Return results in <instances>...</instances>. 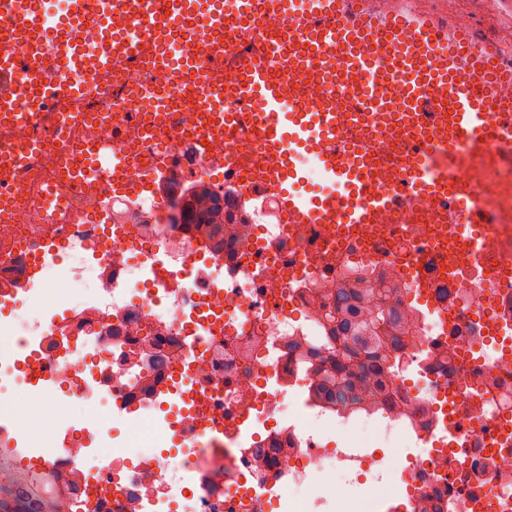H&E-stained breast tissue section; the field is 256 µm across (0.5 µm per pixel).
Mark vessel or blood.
Segmentation results:
<instances>
[{
	"label": "vessel or blood",
	"mask_w": 512,
	"mask_h": 512,
	"mask_svg": "<svg viewBox=\"0 0 512 512\" xmlns=\"http://www.w3.org/2000/svg\"><path fill=\"white\" fill-rule=\"evenodd\" d=\"M248 26L250 49L228 33L225 15ZM282 17L277 34L266 18ZM68 26L95 29L98 48L86 53L77 41L53 38L38 0H0V128L36 121L58 97L80 86L45 92L50 66L108 78L117 63L159 70L171 62L170 40L182 31L180 64L198 78L192 98L214 117L201 139L224 134L225 125L247 124L257 148L276 154L277 169L264 179L277 189L282 211L294 224H374L386 210L403 212L427 199L435 224H500L504 217L479 189L496 148L512 146V43L480 38L466 25L439 21L417 0H400L380 11L369 0H178L157 15L152 0H70ZM25 48L17 56L12 46ZM230 70L223 83L214 68ZM320 82L315 105L297 98L302 79ZM37 89L28 110L20 108V80ZM361 127L356 138L347 127ZM398 133L410 146L394 166L380 159L378 131ZM39 146L0 149V175L30 165ZM312 159L317 175L336 186L333 194L307 195L297 187L308 173L297 156ZM90 165L72 171L84 185L99 171L112 173L113 191L128 156L122 130L92 146Z\"/></svg>",
	"instance_id": "1"
}]
</instances>
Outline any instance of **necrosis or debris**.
Here are the masks:
<instances>
[{
	"instance_id": "necrosis-or-debris-1",
	"label": "necrosis or debris",
	"mask_w": 512,
	"mask_h": 512,
	"mask_svg": "<svg viewBox=\"0 0 512 512\" xmlns=\"http://www.w3.org/2000/svg\"><path fill=\"white\" fill-rule=\"evenodd\" d=\"M118 80L138 82L161 99L186 98L194 78L171 68ZM84 91L51 107L38 124L0 131V149L29 140L43 147L24 171L14 217L0 222V282L26 267L47 236L60 240L51 293L39 318L15 311L41 300L16 289L0 334L17 354L0 382V412L12 385L46 379L37 417L53 449L38 474L77 512H512V223L431 224L418 209L377 224H291L274 189L260 205L237 204L221 240L205 224L180 221L183 198L152 186L136 200L148 224L93 215L98 198L72 188L47 207L43 191L61 163L79 166L74 143L109 139L123 129L129 175L145 176L154 152L175 162L166 180L228 193L233 159L224 143L196 149L203 116L177 114L159 133L149 103L115 99L111 84L76 74ZM512 150L499 152L481 186L512 214ZM478 234L481 247L465 243ZM426 266L429 309L410 299L409 263ZM92 269L91 287L81 273ZM389 289L367 308L400 307L399 350L387 355L388 411L340 408L317 397L315 370L336 354L326 318L344 284ZM222 428L219 442L198 433L196 396ZM92 404L106 422L124 421L118 448L60 426L73 406ZM176 465L158 450L172 430ZM344 432L343 447L325 435ZM392 445V456L365 449L364 432Z\"/></svg>"
}]
</instances>
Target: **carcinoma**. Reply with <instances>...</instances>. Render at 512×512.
<instances>
[{
	"mask_svg": "<svg viewBox=\"0 0 512 512\" xmlns=\"http://www.w3.org/2000/svg\"><path fill=\"white\" fill-rule=\"evenodd\" d=\"M232 220L233 214L219 205L217 196L203 190L199 201L186 203V224H219ZM374 289L357 285L336 289L334 313L328 321L336 324V337L342 340L337 351L334 371L324 373L317 392L338 404L371 403L377 407L388 400L382 357L372 348L395 351L400 347L394 336L383 337L378 329H395L400 324L395 307H381L369 319L361 321L363 304L372 300ZM0 512H64L47 482L35 473H21L9 489L0 490Z\"/></svg>",
	"mask_w": 512,
	"mask_h": 512,
	"instance_id": "1",
	"label": "carcinoma"
}]
</instances>
